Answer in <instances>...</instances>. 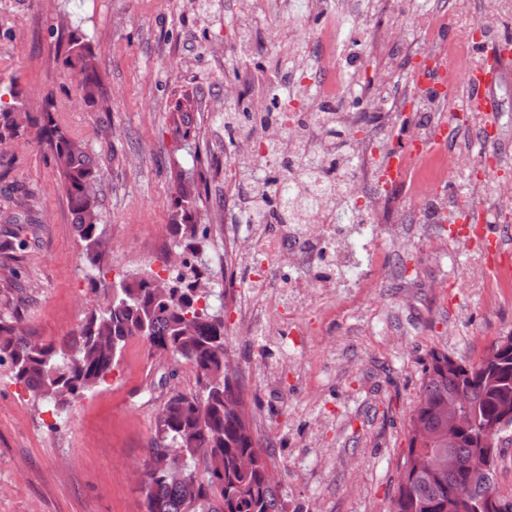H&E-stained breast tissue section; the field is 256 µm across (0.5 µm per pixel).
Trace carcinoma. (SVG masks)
<instances>
[{"instance_id":"carcinoma-1","label":"carcinoma","mask_w":512,"mask_h":512,"mask_svg":"<svg viewBox=\"0 0 512 512\" xmlns=\"http://www.w3.org/2000/svg\"><path fill=\"white\" fill-rule=\"evenodd\" d=\"M63 66L80 76L78 92L96 112L111 111L110 97L98 72V61L87 35L70 30ZM0 107V143H8L30 127L45 144L57 169L73 224L85 243L86 256L96 266L104 248L97 193L98 168L84 144L57 124L52 102L33 115L18 95ZM302 176L321 188L299 193L296 183L282 181L266 219L315 206L336 194L334 178L326 175L323 157H308ZM194 183L176 174V202L169 225L182 268L162 278L142 274L123 278L105 303L90 310L74 336L62 343L40 344L21 334L18 320L0 312V364L10 363L15 383L28 390L34 403L55 415L105 383L129 341L142 339L153 352L165 351L194 369L198 390L170 396L155 418L153 447L137 470L138 489L146 512H283L278 484L267 454L243 410L241 386L227 385L224 320L212 307V291L197 288L207 280L191 262L200 252ZM23 247L14 232L0 238V254ZM461 394L477 428L448 437L438 407ZM512 408V352L493 366L481 362L448 371V354L433 350L417 405L410 418L408 451L391 512H487L488 489L468 485L460 466L418 470L415 459L452 454L462 462L479 451V433L501 409ZM204 475H199V467Z\"/></svg>"}]
</instances>
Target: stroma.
<instances>
[{"instance_id":"35a3bbf8","label":"stroma","mask_w":512,"mask_h":512,"mask_svg":"<svg viewBox=\"0 0 512 512\" xmlns=\"http://www.w3.org/2000/svg\"><path fill=\"white\" fill-rule=\"evenodd\" d=\"M485 0H415L413 16L447 13L419 46L464 40ZM351 38L385 21L382 0H326ZM324 14L305 0H0V91L29 107L52 97L61 128L83 140L99 169L106 243L92 272L72 224L52 162L34 136L0 146V227L7 217L33 221L26 245L0 255V304L9 303L26 337L60 343L104 299L113 281L161 273L173 249L174 169L198 178L201 260L213 304L224 314L227 359L243 389L256 438L280 481L285 512H390L408 448L409 418L431 351L467 362L512 333V213L496 222L503 243L489 261L482 242L459 247L444 224H409L398 248L385 225L359 252L356 288H323L320 270L265 262L251 237L283 236L284 224H250L242 211L234 140L224 115L269 99L286 61L318 100L315 71L345 70L347 99L373 101L377 65H391L390 95L411 88L410 72L389 52L347 49L328 56L312 38ZM81 28L98 56L110 95L108 131L76 99L62 67L67 27ZM191 96V123L173 113ZM497 129L505 152L494 174L512 179V84L496 93ZM484 116L457 139L461 161L451 182H437L461 206L482 208L469 186L483 172ZM29 197L15 208L14 189ZM196 375L185 361L155 356L131 340L105 385L62 416L34 404L0 365V512H145L135 469L148 456L155 417L176 391L192 394Z\"/></svg>"}]
</instances>
